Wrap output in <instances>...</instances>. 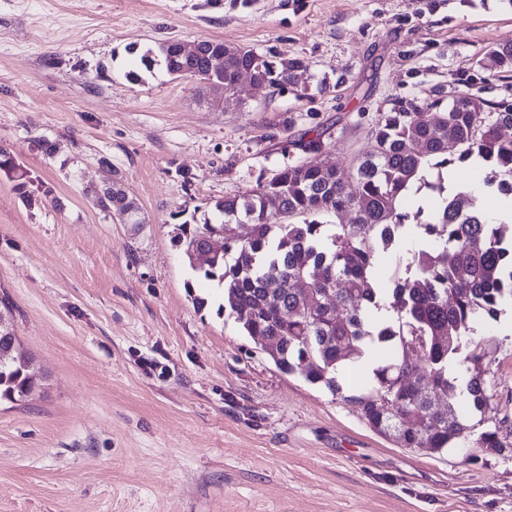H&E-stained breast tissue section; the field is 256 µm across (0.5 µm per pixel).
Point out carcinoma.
<instances>
[{
    "mask_svg": "<svg viewBox=\"0 0 512 512\" xmlns=\"http://www.w3.org/2000/svg\"><path fill=\"white\" fill-rule=\"evenodd\" d=\"M201 53L169 59L165 45L140 57L146 70L159 61L170 75L189 71L235 92L240 70L251 68L272 86L294 82L299 63H284L251 49L228 47L202 38ZM224 52V64L213 58ZM489 54L503 68L512 67V42ZM512 104L491 102L460 91L443 107L415 99L399 101L378 114L369 132L370 145L342 170L336 165L293 162L251 189L226 196L213 208L224 220L208 222L178 237L187 252L198 239L226 224H247L248 235L227 239L224 250L207 265L193 267L223 288L221 311L249 336L277 340L274 364L307 382L339 390L336 372L346 361L361 360L375 343L394 342L398 354L373 371V383L361 395L347 397L371 429L387 424L402 448H431L436 453L469 440L473 426L452 402L455 382L448 362L469 364L467 392L476 410L490 400L480 367L484 339L477 326L494 320L512 302V225L496 223L476 206V199L445 192L432 181L433 171L459 167L478 158L486 163L484 183L512 195ZM293 146L305 154L324 152L318 133L301 136ZM441 195L439 208L420 219L403 200L414 183ZM95 205L113 206L127 223L141 224L136 202L111 182ZM334 216L336 224L322 218ZM397 251L396 268L387 286L376 276L379 250ZM306 282L317 300L331 292V302L311 310L296 287ZM0 400L22 401L34 386L25 366L10 315L1 300ZM349 349L348 357L341 347ZM431 383L425 397L419 384Z\"/></svg>",
    "mask_w": 512,
    "mask_h": 512,
    "instance_id": "1",
    "label": "carcinoma"
}]
</instances>
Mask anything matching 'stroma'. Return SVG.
<instances>
[{"mask_svg":"<svg viewBox=\"0 0 512 512\" xmlns=\"http://www.w3.org/2000/svg\"><path fill=\"white\" fill-rule=\"evenodd\" d=\"M200 37L298 77L239 97L140 63ZM508 40L512 0H0V299L37 377L0 401V512H512L511 309L478 327L484 417L454 399L505 450L430 454L359 416L360 366L336 393L276 367L178 243L305 131L344 166L395 101L512 99ZM109 179L140 229L95 205Z\"/></svg>","mask_w":512,"mask_h":512,"instance_id":"obj_1","label":"stroma"}]
</instances>
